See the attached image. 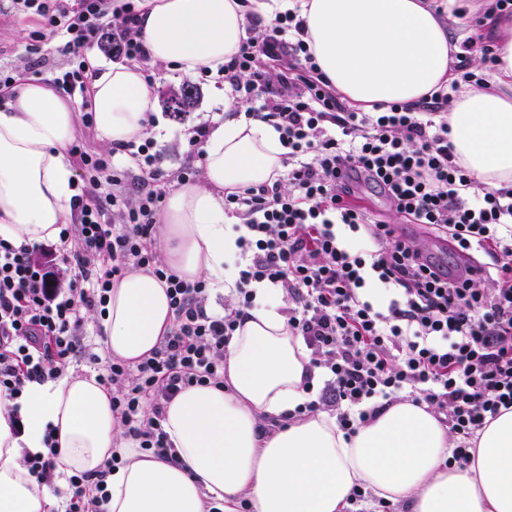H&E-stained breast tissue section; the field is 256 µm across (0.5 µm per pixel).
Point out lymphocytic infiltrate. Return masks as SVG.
<instances>
[{"mask_svg":"<svg viewBox=\"0 0 512 512\" xmlns=\"http://www.w3.org/2000/svg\"><path fill=\"white\" fill-rule=\"evenodd\" d=\"M11 2L18 14L43 17L48 34H68L72 65L54 78L68 94L83 87L84 54L101 30L126 58H146L136 0ZM302 30L288 12L249 25L218 76L247 104V118L277 129L285 168L274 182L224 197L225 213L239 220V254L223 312L207 306L208 281L180 278L159 252L167 191L154 139L101 153L72 145L80 174L73 221L59 235L67 281L35 259L36 245L0 241L1 393L20 398L27 383L56 378L83 354L111 387L125 438L168 457L166 405L186 387L223 382L227 343L263 284L279 291L289 330L323 378L305 412H335L352 434L397 400L424 404L454 439L452 461L468 464L476 431L512 407V188H485L456 162L447 92L415 108L356 111L319 74ZM118 154L133 168L116 167ZM364 182L400 224L357 205ZM404 222L423 236H449L455 253L479 256L478 266L433 260L422 236L401 231ZM138 270L165 284L174 321L132 365L96 353L83 330L90 316L104 315L113 284ZM376 288L385 301L374 299ZM68 484L64 512H104L105 471L71 475Z\"/></svg>","mask_w":512,"mask_h":512,"instance_id":"f902f5d3","label":"lymphocytic infiltrate"}]
</instances>
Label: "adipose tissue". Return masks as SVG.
Masks as SVG:
<instances>
[{"label":"adipose tissue","mask_w":512,"mask_h":512,"mask_svg":"<svg viewBox=\"0 0 512 512\" xmlns=\"http://www.w3.org/2000/svg\"><path fill=\"white\" fill-rule=\"evenodd\" d=\"M138 34L152 62L193 77L229 62L249 20L295 11L320 73L354 109L411 107L449 85L452 37L428 0H145ZM468 35L488 38L497 59L488 85H461L448 106L453 154L481 185L512 187V17L485 16ZM87 95L104 146L141 137L156 90L139 64L96 56ZM0 108V240L59 238L71 223L76 177L69 155L78 112L50 85L20 77ZM283 147L269 123L224 102L201 180L170 195L158 226L166 263L184 280L229 292L239 249L225 194L274 180ZM275 289L258 287L231 337L222 384L194 385L166 406L163 427L178 463L125 440L112 392L95 374L28 384L0 396V512H49L46 485L25 464L58 430L55 474H94L112 455L105 512H349L354 490L403 512H512V409L478 431L466 466L451 463L448 429L408 400L345 435L334 415H296L309 401V352L288 328ZM165 287L135 271L116 282L103 318L110 356L136 363L170 331Z\"/></svg>","instance_id":"adipose-tissue-1"}]
</instances>
